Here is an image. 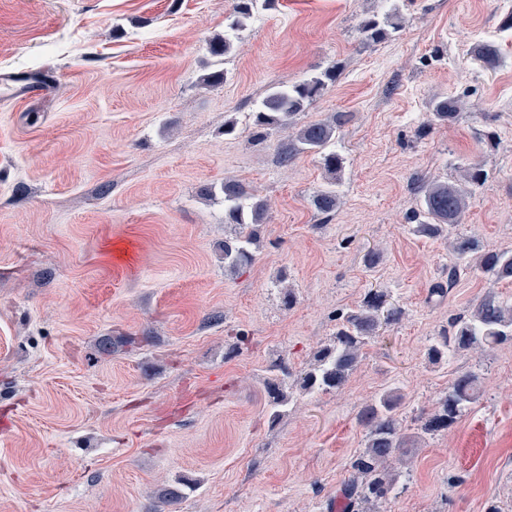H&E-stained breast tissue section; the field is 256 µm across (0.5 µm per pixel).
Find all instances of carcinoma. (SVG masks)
I'll return each instance as SVG.
<instances>
[{"mask_svg":"<svg viewBox=\"0 0 512 512\" xmlns=\"http://www.w3.org/2000/svg\"><path fill=\"white\" fill-rule=\"evenodd\" d=\"M270 0H234L233 20L224 31V38L211 44L216 55L231 54L238 31L246 25L259 5ZM401 28V17L396 11L381 16L372 14L360 24L365 43H377L388 38L389 31ZM499 58L497 46L490 42L478 45L472 60L482 67H490ZM339 70L333 66L314 73L288 86L270 89L257 111L251 114L252 136L266 139L276 131L292 130L288 144L281 152L286 164L295 156L310 153L320 157L326 174L325 186L312 197L311 204L322 215L336 212L341 196L336 189L344 158L336 151L342 128L351 120L347 112H337L326 120L300 124L297 117L324 95L336 83ZM467 103L458 97L445 96L431 103L430 118L434 124L455 120ZM487 171L478 162L461 169L455 181L435 177L421 181L419 195L408 217L413 232L429 239L443 235L448 224H459L469 207L473 187L483 183ZM224 195V223L239 227L233 236L224 237V266L237 270L250 265L254 248L260 240L263 224L268 216V204L238 180L226 179L221 186ZM448 250L455 259L453 272L469 271L490 275L498 280L512 279V250L483 252L478 242L467 236L448 239ZM405 316L402 307L388 302L380 291L368 292L363 301L347 312L336 326L330 343L321 347L312 363L298 379L304 394L340 389L357 369L363 347L384 326L400 323ZM449 335L438 337L428 348V359L434 364L448 360L460 352L487 349L512 341V304L508 305L488 295L472 311L456 318ZM265 381L269 397L270 417L277 419L287 411L292 396L284 392L288 375L281 369ZM480 396L479 378L472 372L458 375L436 403L434 410L424 418L421 432L426 435L443 432ZM402 397L395 389L381 393L365 406L360 421L366 429L363 450L353 464L354 473L342 491V512H357L366 508L374 512L395 490L399 473L392 469L393 461L407 452V441L401 433L398 408Z\"/></svg>","mask_w":512,"mask_h":512,"instance_id":"1","label":"carcinoma"}]
</instances>
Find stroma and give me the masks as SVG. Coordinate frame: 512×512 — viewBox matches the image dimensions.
Returning <instances> with one entry per match:
<instances>
[{"mask_svg":"<svg viewBox=\"0 0 512 512\" xmlns=\"http://www.w3.org/2000/svg\"><path fill=\"white\" fill-rule=\"evenodd\" d=\"M232 8L0 0V83L49 84L0 103V512H328L364 447L361 410L391 388L411 441L379 512H512V345L427 356L484 296L512 303V282L450 276L446 239L406 219L421 179L479 160L489 176L449 236L512 249V0H274L230 56L212 54ZM393 8L403 28L364 45L361 21ZM486 41L501 49L488 69L468 55ZM331 66L336 84L299 117L352 115L327 217L311 205L320 158L280 164L287 131L260 142L248 124L270 87ZM443 96L468 107L429 125ZM227 178L270 203L239 271L222 252ZM372 288L403 321L342 388L295 395L271 420L270 366L303 372ZM463 372L478 401L421 436Z\"/></svg>","mask_w":512,"mask_h":512,"instance_id":"obj_1","label":"stroma"}]
</instances>
